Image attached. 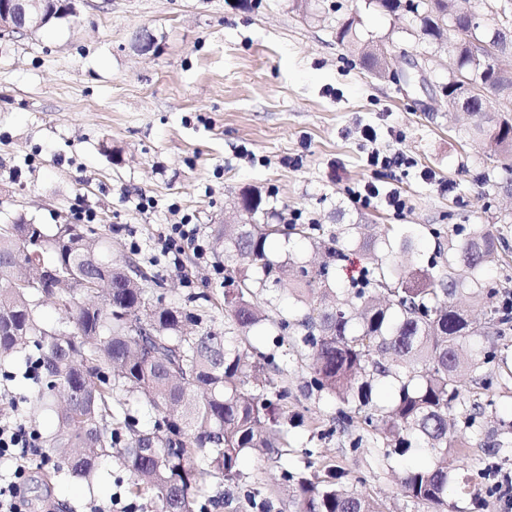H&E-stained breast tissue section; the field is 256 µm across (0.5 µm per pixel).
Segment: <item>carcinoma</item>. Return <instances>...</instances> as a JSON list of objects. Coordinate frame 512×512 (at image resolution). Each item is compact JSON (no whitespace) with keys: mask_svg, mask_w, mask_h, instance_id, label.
Returning a JSON list of instances; mask_svg holds the SVG:
<instances>
[{"mask_svg":"<svg viewBox=\"0 0 512 512\" xmlns=\"http://www.w3.org/2000/svg\"><path fill=\"white\" fill-rule=\"evenodd\" d=\"M389 15H401L417 32L421 55L449 49L457 71L485 73L492 98H473L463 137L478 140L488 160L512 171V72L482 70L481 43H503L512 54V7L494 12L495 21L461 40L456 30L469 26L458 0H368ZM336 41L358 56L372 75L385 65L383 43L365 40L359 21L348 16L336 26ZM503 111L489 112L491 102ZM239 202L247 224H218L214 237L224 243V335L204 324L197 310L153 299L156 276L131 259L114 268L97 255L94 230L58 224L51 234L18 216L0 225V376L16 377L12 359H38L47 390L72 388V399L52 407L49 447L69 457L71 475L92 483L102 457H114L135 476L131 491H149L160 512L267 510L270 498L251 487L239 495L242 456L262 451L276 461L288 454V390L270 373L275 358L241 349L267 318L253 298L286 290L300 314L275 322L279 335L298 334L308 360V387L342 405L336 427L346 431L359 421L383 456L405 454L413 444L431 453L429 463L403 472V496L418 512H448L451 458L474 447L448 430V415L458 405L480 420L495 400L486 370L512 383V366L500 341L512 334V306L487 281L485 268L498 260L501 238L490 232L429 228L440 239L456 236L425 266H403L399 255L414 249V237L392 224H346L328 235L321 224H272L261 193L247 191ZM297 235L321 255L317 263L290 253L275 259L270 238ZM359 252L368 264L338 287V271ZM467 293L487 306L484 326L473 324L455 302ZM55 299L65 321L41 325L39 308ZM476 390L463 394V378ZM394 381L388 404L378 400L381 380ZM136 398L155 415L156 427L140 431L124 411L122 397ZM345 472L298 477L292 483L291 512H379L363 491L342 481ZM229 489L224 499L209 495L213 479Z\"/></svg>","mask_w":512,"mask_h":512,"instance_id":"obj_1","label":"carcinoma"}]
</instances>
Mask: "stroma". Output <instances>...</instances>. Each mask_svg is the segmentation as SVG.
Listing matches in <instances>:
<instances>
[{
	"instance_id": "obj_1",
	"label": "stroma",
	"mask_w": 512,
	"mask_h": 512,
	"mask_svg": "<svg viewBox=\"0 0 512 512\" xmlns=\"http://www.w3.org/2000/svg\"><path fill=\"white\" fill-rule=\"evenodd\" d=\"M360 18L364 38H393L390 67L402 69L399 47L415 49L403 19L365 0H323L317 16L302 18L289 0H82L76 19L35 33L0 36V224L25 216L52 232L55 225L91 224L114 264L135 259L157 274L166 303L190 305L210 294L206 319L224 330V259L213 225L235 217L242 191L260 192L281 216L304 218L333 233L344 224H395L418 240L405 265L424 264L438 248L429 225H463L504 237L512 247V196L496 184L506 172L460 138L439 91L453 69L449 53L433 54L426 89L404 94L374 79L336 41V20ZM152 31L156 54L133 46L134 34ZM378 130L376 144L362 140L365 125ZM111 152H103V145ZM394 148L414 161L392 183L406 200L402 212L351 202L347 186L368 178L371 149ZM435 173L422 180L421 170ZM452 183V191L442 183ZM191 217L204 257L185 250L172 264L164 237L170 225ZM253 345L274 356L276 381L288 390L290 451L281 463L261 455L241 462L247 482L271 498L274 512H288L282 468L299 474L338 466L364 478L363 492L383 512H414L400 494L398 476L425 464L429 454L377 455L370 440L351 443L360 429L336 433L334 398L310 390L293 354V337L256 336ZM0 421L22 419L40 433L50 416L34 418L30 405L40 387L0 379ZM497 409L470 426L466 406L450 419L455 435L470 437L469 459L456 462L448 501L469 512L459 480L481 486L491 468L512 472V449L492 452L512 422V388H495ZM317 417L326 438L308 417ZM359 439V438H358ZM28 512H89L94 504L120 502L112 512H155L149 496L130 492V475L103 460L95 488L74 478L54 450L36 457L26 478Z\"/></svg>"
}]
</instances>
